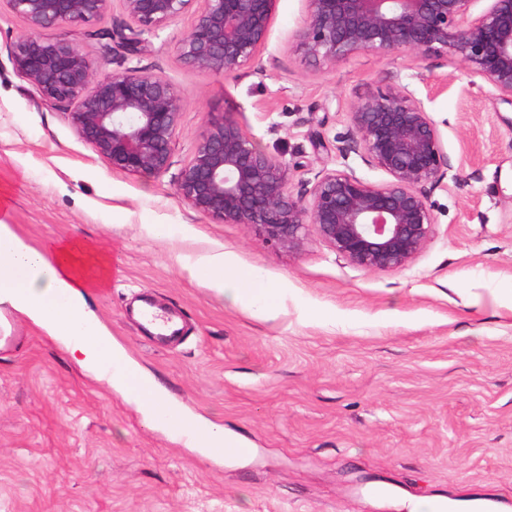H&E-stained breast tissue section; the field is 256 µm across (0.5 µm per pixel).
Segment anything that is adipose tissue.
<instances>
[{
    "instance_id": "obj_1",
    "label": "adipose tissue",
    "mask_w": 512,
    "mask_h": 512,
    "mask_svg": "<svg viewBox=\"0 0 512 512\" xmlns=\"http://www.w3.org/2000/svg\"><path fill=\"white\" fill-rule=\"evenodd\" d=\"M185 268L220 298L265 315L277 311L278 286L257 272L232 266L223 256L201 254ZM107 272L106 263L92 246L62 242L38 248L0 220V304H10L45 327L76 363L101 371L109 386L135 398L149 418L165 422L189 447L233 457L241 442L228 435L223 425L164 404L158 388L140 390L142 373L123 349L113 345L105 327L86 308V288Z\"/></svg>"
}]
</instances>
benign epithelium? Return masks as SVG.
<instances>
[{"mask_svg":"<svg viewBox=\"0 0 512 512\" xmlns=\"http://www.w3.org/2000/svg\"><path fill=\"white\" fill-rule=\"evenodd\" d=\"M29 33L11 53L14 69L54 103H71L73 125L112 168L161 176L172 165L182 103L166 79L128 67L94 77L79 48L41 38L43 28L101 17L110 0H5ZM130 20L112 31L124 56L141 35L193 12L179 44L196 70L228 73L258 56L275 0H121ZM308 0L300 48L334 62L358 51L407 50L425 59L446 53L480 76L512 105V0ZM352 131L341 154L362 150L387 174L372 184L353 171L315 175L309 199L288 192L293 169L261 151L232 118L212 120L176 181L177 194L219 223L248 224L275 248L298 251L308 227L351 264L392 271L411 264L433 234L426 186L441 184L450 160L436 122L408 88L380 91L351 111Z\"/></svg>","mask_w":512,"mask_h":512,"instance_id":"obj_1","label":"benign epithelium"}]
</instances>
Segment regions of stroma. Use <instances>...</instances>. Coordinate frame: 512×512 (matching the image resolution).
<instances>
[{
    "mask_svg": "<svg viewBox=\"0 0 512 512\" xmlns=\"http://www.w3.org/2000/svg\"><path fill=\"white\" fill-rule=\"evenodd\" d=\"M306 0H277L255 61L230 73L187 66L192 15L145 36L129 62L104 50L127 24L121 0L98 19L42 29L76 45L96 78L125 66L162 77L183 104L172 165L112 169L14 69L27 23L0 5V218L32 245L80 241L111 275L89 308L181 411L249 446L228 460L187 447L81 369L18 311L0 344V512H403V500L497 499L512 512V106L443 53L358 51L335 62L299 49ZM407 87L437 123L452 169L429 192L431 240L407 267L372 271L309 232L301 250L219 224L176 192L209 122L227 115L268 155L300 164L308 196L322 170L386 174L340 155L354 105ZM173 234L157 237L155 225ZM224 254L280 285L257 316L190 278L182 260ZM151 294L185 317L183 341L152 342L130 309Z\"/></svg>",
    "mask_w": 512,
    "mask_h": 512,
    "instance_id": "1",
    "label": "stroma"
}]
</instances>
